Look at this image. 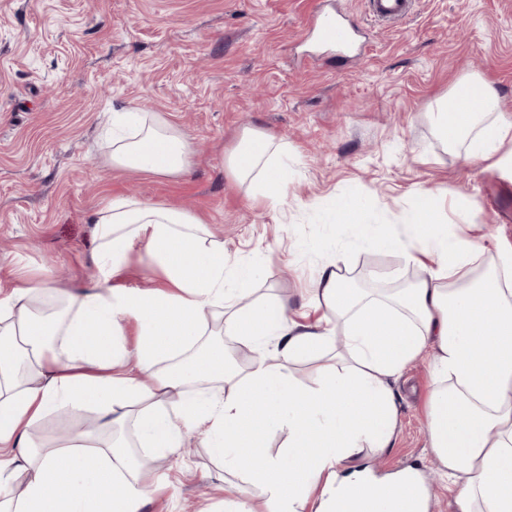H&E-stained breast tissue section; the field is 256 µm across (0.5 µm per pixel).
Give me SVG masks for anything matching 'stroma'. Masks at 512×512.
I'll return each mask as SVG.
<instances>
[{"instance_id":"1","label":"stroma","mask_w":512,"mask_h":512,"mask_svg":"<svg viewBox=\"0 0 512 512\" xmlns=\"http://www.w3.org/2000/svg\"><path fill=\"white\" fill-rule=\"evenodd\" d=\"M341 6L358 29L350 57L320 44L311 19ZM482 76L512 118V0H415L395 22L369 0H0V287L44 273L57 287L96 280L92 214L132 196L201 217L231 265L255 269L254 300L280 299L297 322L320 317L304 293L318 270L344 258L359 287L386 294L423 273L397 251L357 244L330 223L343 197L383 230L408 219L412 195L448 202L457 233L494 258L512 245V171L466 163L435 137L431 105L459 80ZM157 113L195 151L186 175L112 167L99 128L109 114ZM288 146V186L256 202L224 159L245 129ZM116 288H157L143 245L115 273ZM429 360L392 386L398 432L360 467L382 477L419 470L431 512H453L436 473L426 421ZM98 413L59 409L31 428L37 441L96 429ZM154 491L141 512H222L225 483H239L201 434L179 453L148 454Z\"/></svg>"}]
</instances>
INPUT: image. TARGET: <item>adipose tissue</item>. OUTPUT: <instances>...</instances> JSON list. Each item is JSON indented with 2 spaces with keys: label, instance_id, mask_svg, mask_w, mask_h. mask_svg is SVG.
Masks as SVG:
<instances>
[{
  "label": "adipose tissue",
  "instance_id": "ef3b65f1",
  "mask_svg": "<svg viewBox=\"0 0 512 512\" xmlns=\"http://www.w3.org/2000/svg\"><path fill=\"white\" fill-rule=\"evenodd\" d=\"M465 86L477 93L471 111L449 113L457 90L436 100L437 137L462 146L468 162L512 167V119L497 89L481 77ZM108 136L114 167L167 177L192 165L190 141L162 116L128 110L113 118ZM287 152L274 136L247 129L227 168L236 181L256 179L261 198L274 201L288 183ZM410 218L409 237L374 235L360 203L337 202L335 223L379 250L403 252L426 274L375 295L327 263L310 299L324 329L308 332L285 301L244 303L252 268L227 265L223 247L206 245L200 217L128 197L110 201L92 219L96 286L62 295L63 316L34 307L58 293L47 276L0 294V484L26 476L0 512H140L148 487L123 441L82 432L32 449V424L62 405L96 407L107 428L133 422L141 446L165 454L202 431L225 471L264 487V512H428L414 476L338 477L366 450L393 443L391 384L425 355L434 384L429 445L454 512H512V250L484 264L481 247L448 227L444 203L431 193L414 195ZM138 244L164 287L111 288ZM129 318L141 323L131 351L122 341ZM219 323L259 350L248 367L211 345L208 330ZM270 346L283 361H315L317 384L302 386L269 363L261 352ZM281 430L287 447L266 454L268 435Z\"/></svg>",
  "mask_w": 512,
  "mask_h": 512
}]
</instances>
